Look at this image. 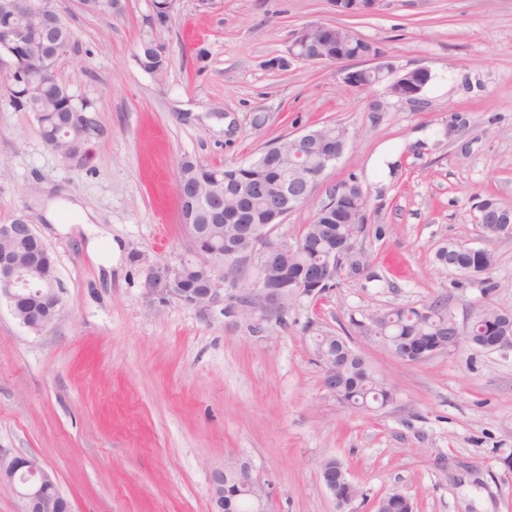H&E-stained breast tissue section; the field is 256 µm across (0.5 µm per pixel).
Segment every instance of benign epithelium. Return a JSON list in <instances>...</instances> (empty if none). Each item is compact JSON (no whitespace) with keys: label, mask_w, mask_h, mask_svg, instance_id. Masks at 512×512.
Instances as JSON below:
<instances>
[{"label":"benign epithelium","mask_w":512,"mask_h":512,"mask_svg":"<svg viewBox=\"0 0 512 512\" xmlns=\"http://www.w3.org/2000/svg\"><path fill=\"white\" fill-rule=\"evenodd\" d=\"M179 0H150V13L145 19L146 25L155 29L165 25L176 11ZM378 0H334L336 11L345 14H367L372 11ZM5 10L17 24H6L8 38L12 46L0 51V64L9 60V71L0 75L11 83L13 91L23 90L30 96L37 91L32 78L29 59L23 53V47L29 41V26L24 21L31 17L39 19L38 33L41 40L51 44L64 26L63 15L59 9V0H7ZM343 38L352 42L360 39L354 31L326 24H311L303 27L288 47L286 54L274 58L270 65L288 69L294 61L313 65H330L336 73L344 75V82L359 90L383 84L388 93L398 98H414L424 88L419 84L415 88L407 85L410 72L401 73L377 46H372L366 54L352 57L330 56L324 52L323 43L327 39ZM363 60L370 66L349 71L346 63ZM348 135L342 134L341 149H323L319 145V131L311 130L271 147L280 153L287 162V168L301 171L307 160L318 158V168L310 174H302L298 179L269 181L260 186V192L274 200L281 217L306 204L313 196L326 171L336 164L344 152ZM65 143L58 134L46 140V144L58 152L61 158L70 163L83 162L88 153L87 142L78 146H69L61 151ZM478 224L483 231H493L490 238L501 242L512 240V215L498 208L478 205ZM240 234L254 242L252 249L233 251L226 258L224 272H218L212 266L206 253L202 252L192 234H187L189 242L186 253L174 262L163 264H145V286L148 295L159 303L177 302L200 311L208 310L222 300L230 312H246L250 318L262 323L276 318L286 311V302L280 289L258 270L252 282L246 288L237 286L234 271L247 257L264 255L265 247L274 241L272 228L266 225L243 224ZM34 227L22 219L12 224L0 225V301L9 305L14 316L26 328L44 330L53 324L62 312L61 290H43L42 279L33 271L21 265L8 245L12 242L35 237ZM339 267L336 255L320 261L308 269L300 280L299 288L324 290L336 279ZM450 339L443 351L458 348L466 340L471 323L461 326L454 317H449ZM439 354L437 350L419 347L396 354L397 359L406 363L422 362ZM322 386L332 396H338L336 388V355H328L320 362ZM0 484L10 486L24 501V512H71L68 500L60 493L55 477L50 474L34 456L10 455L0 450ZM212 512H267L270 497L269 485L254 478L249 466L243 464L233 469L215 468L209 475Z\"/></svg>","instance_id":"benign-epithelium-1"}]
</instances>
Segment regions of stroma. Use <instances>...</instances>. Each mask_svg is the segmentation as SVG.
<instances>
[{
  "label": "stroma",
  "mask_w": 512,
  "mask_h": 512,
  "mask_svg": "<svg viewBox=\"0 0 512 512\" xmlns=\"http://www.w3.org/2000/svg\"><path fill=\"white\" fill-rule=\"evenodd\" d=\"M59 6L74 46L58 79L89 104L93 129L86 161L67 163L0 83V224H33L57 258L63 302L38 333L0 304V448L37 457L72 512H211L210 471L241 463L269 484L268 512H336L327 457L357 488L345 512H376L393 491L413 512H512V352L465 343L408 364L372 326L389 308L436 300L462 325L485 304L512 311V243L477 222L486 197L512 205V0H379L360 16L333 0H222L208 14L180 0L154 30L146 0H120L109 16ZM313 23L429 69L420 98L357 90L327 65L272 69ZM148 37L171 60L163 75L134 60ZM326 124L346 129L347 147L272 236L295 244L333 189L358 181L368 275L298 296L259 332L220 303L202 313L150 302L130 255L162 263L185 251L179 162L243 163ZM74 199L104 233L97 250ZM451 242L492 251L493 269L438 267ZM320 330L349 337L395 400L365 411L328 394Z\"/></svg>",
  "instance_id": "obj_1"
}]
</instances>
